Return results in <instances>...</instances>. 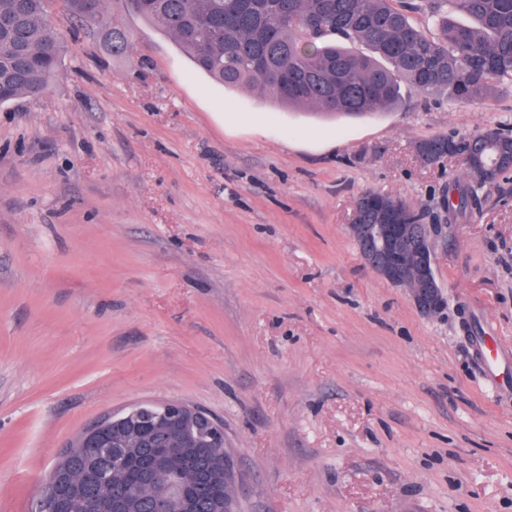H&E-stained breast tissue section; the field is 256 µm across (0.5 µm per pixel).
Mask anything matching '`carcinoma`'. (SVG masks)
I'll return each instance as SVG.
<instances>
[{
    "label": "carcinoma",
    "instance_id": "carcinoma-1",
    "mask_svg": "<svg viewBox=\"0 0 512 512\" xmlns=\"http://www.w3.org/2000/svg\"><path fill=\"white\" fill-rule=\"evenodd\" d=\"M82 26L101 34L109 53L128 54L129 33L111 22L107 0H66ZM171 37L208 78L226 89H259L276 107L313 108L356 118L397 106L401 89L473 102L494 88L512 90V0H125ZM49 0H0V104L35 98L61 63L63 37ZM463 15L469 25L456 22ZM359 44L366 55L351 48ZM433 164L465 157L467 176L448 184L444 207L455 217L479 209L480 191L512 164V132L484 127L468 136L420 141ZM376 196L406 209L405 223L425 213L388 193H364L361 223L375 224Z\"/></svg>",
    "mask_w": 512,
    "mask_h": 512
}]
</instances>
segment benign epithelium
<instances>
[{
  "instance_id": "7a95c632",
  "label": "benign epithelium",
  "mask_w": 512,
  "mask_h": 512,
  "mask_svg": "<svg viewBox=\"0 0 512 512\" xmlns=\"http://www.w3.org/2000/svg\"><path fill=\"white\" fill-rule=\"evenodd\" d=\"M397 219V211L384 207L382 223L354 219L348 232L374 274L406 289L414 306L432 315L442 309L445 298L433 272L431 230L414 234ZM147 447L159 452L139 486L109 496L125 461ZM59 457L41 491V508L54 501L57 512H68L76 503L85 504L86 512H193L194 499L180 476L202 459L214 512H236L234 465L225 449L224 424L186 402L144 401L125 412L106 414L71 440Z\"/></svg>"
}]
</instances>
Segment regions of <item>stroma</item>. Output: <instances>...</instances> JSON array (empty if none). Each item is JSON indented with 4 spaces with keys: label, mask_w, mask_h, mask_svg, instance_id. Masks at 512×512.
Instances as JSON below:
<instances>
[{
    "label": "stroma",
    "mask_w": 512,
    "mask_h": 512,
    "mask_svg": "<svg viewBox=\"0 0 512 512\" xmlns=\"http://www.w3.org/2000/svg\"><path fill=\"white\" fill-rule=\"evenodd\" d=\"M50 13L59 68L0 105V512H36L74 434L150 400L223 421L237 512H512V395L467 334L512 352V173L452 221L465 165L413 150L512 126V92L332 119L213 83L124 0L128 60ZM367 191L434 224L439 314L365 265Z\"/></svg>",
    "instance_id": "1"
}]
</instances>
